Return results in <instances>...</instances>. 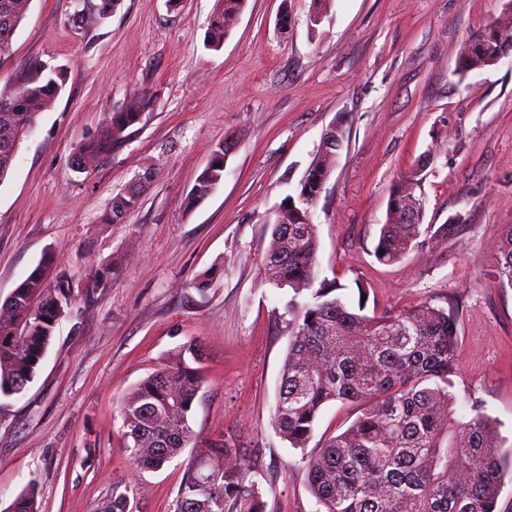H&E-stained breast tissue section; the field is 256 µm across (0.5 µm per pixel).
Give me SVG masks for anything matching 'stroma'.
Here are the masks:
<instances>
[{
  "mask_svg": "<svg viewBox=\"0 0 512 512\" xmlns=\"http://www.w3.org/2000/svg\"><path fill=\"white\" fill-rule=\"evenodd\" d=\"M216 0H121L100 24L73 20L75 0H31L0 57V79L24 64L62 68L67 83L21 138L0 184V302L43 254L73 279L59 324L25 394L0 417V512L29 481L40 512H98L112 492L131 512H173L188 460L136 469L119 405L173 349L200 341L197 441L247 452L265 512H317L303 460L357 417L327 406L307 447L271 425L288 350L292 292L264 282L265 222L298 185L326 129L343 122L336 166L311 210L319 276L367 314L421 302L452 307L453 390L484 404L512 446V288L494 276L493 246L512 224V51L460 75L462 47L507 0H331L311 27L312 0H248L221 50L204 47ZM140 90L152 110L106 162L80 173L79 147ZM227 141L224 178L199 206L186 197L211 149ZM157 174L117 223L102 218L144 171ZM418 176L430 230L401 261L374 256L392 187ZM460 225L443 226L453 216ZM117 253L136 261L91 287Z\"/></svg>",
  "mask_w": 512,
  "mask_h": 512,
  "instance_id": "stroma-1",
  "label": "stroma"
}]
</instances>
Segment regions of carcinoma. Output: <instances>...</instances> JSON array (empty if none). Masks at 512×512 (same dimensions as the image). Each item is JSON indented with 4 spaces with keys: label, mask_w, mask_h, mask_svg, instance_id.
Here are the masks:
<instances>
[{
    "label": "carcinoma",
    "mask_w": 512,
    "mask_h": 512,
    "mask_svg": "<svg viewBox=\"0 0 512 512\" xmlns=\"http://www.w3.org/2000/svg\"><path fill=\"white\" fill-rule=\"evenodd\" d=\"M31 0H0V56ZM120 0H97L77 18L84 24L109 17ZM247 0H216L205 46L218 51L235 28ZM512 40V10L492 19L459 56L461 74L493 66L503 40ZM66 70L39 68L0 87V185L13 168L17 144L48 110L66 85ZM153 106L146 91L129 98L79 148L76 162L95 169L141 123ZM336 151L320 149L298 193L287 197L270 224L263 263L264 280L291 289L288 352L272 426L294 448L313 438L323 409L332 403H358L361 414L342 433L326 440L305 465L308 490L318 512H495L512 456L502 452L498 425L481 401L472 399L471 417L456 418L457 396L450 376L457 366L455 319L443 308L419 303L384 315L368 316L335 294L337 287L316 283L319 237L309 211ZM227 149L212 150L189 194L191 206L204 202L224 177ZM145 183L112 198L104 221L117 223L139 204ZM415 175L400 179L390 194L386 221L374 249L384 264L401 260L422 235V224L405 219L402 200L422 197ZM496 277L512 288V224L495 247ZM128 264L117 255L93 277L107 288ZM50 254L0 303V398L26 390L37 375L56 326L66 315L73 286L48 281ZM204 352L196 343L172 351L161 370L143 379L120 404L122 434L135 466L159 471L186 448L196 447L190 415L203 386ZM245 452L222 444L199 446L188 463L174 512H264L257 484L248 479ZM8 512H39L38 486L28 482ZM101 512H129L123 493L112 494Z\"/></svg>",
    "instance_id": "carcinoma-1"
}]
</instances>
